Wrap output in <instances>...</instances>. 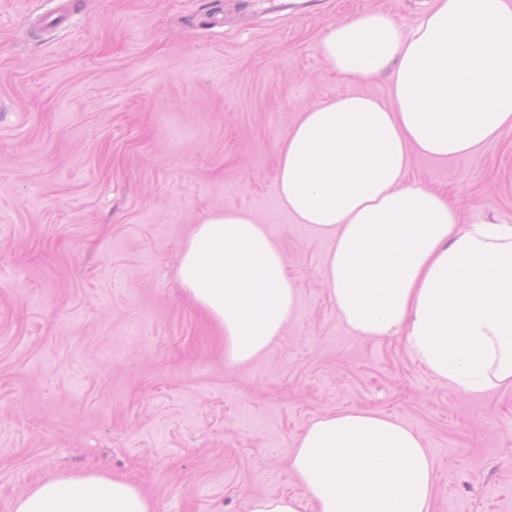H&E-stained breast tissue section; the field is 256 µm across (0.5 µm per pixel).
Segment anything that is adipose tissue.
I'll return each mask as SVG.
<instances>
[{
  "label": "adipose tissue",
  "mask_w": 512,
  "mask_h": 512,
  "mask_svg": "<svg viewBox=\"0 0 512 512\" xmlns=\"http://www.w3.org/2000/svg\"><path fill=\"white\" fill-rule=\"evenodd\" d=\"M347 82L387 75L386 96L355 91L301 109L281 143L282 207L330 247L328 292L354 335H404L439 382L512 388V224L463 223L439 193L407 182L414 156L479 153L512 130V0H434L410 31L369 12L323 35ZM178 277L247 364L293 316L286 258L247 211L192 228ZM317 512H430L435 461L398 419L347 410L312 420L289 456ZM13 512H159L135 483L97 473L35 483Z\"/></svg>",
  "instance_id": "1"
}]
</instances>
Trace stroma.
Returning a JSON list of instances; mask_svg holds the SVG:
<instances>
[{
	"label": "stroma",
	"instance_id": "obj_1",
	"mask_svg": "<svg viewBox=\"0 0 512 512\" xmlns=\"http://www.w3.org/2000/svg\"><path fill=\"white\" fill-rule=\"evenodd\" d=\"M0 0V512L37 481L89 471L160 512H247L293 497L298 435L370 409L419 433L432 512H512V389L438 383L401 336L353 335L327 240L282 210L279 146L299 108L351 86L327 27L368 12L410 30L433 0ZM408 181L464 220L512 224V131L475 156L414 157ZM250 211L297 291L267 352L237 366L176 277L194 224ZM248 512H300V504L292 498L253 496L248 500Z\"/></svg>",
	"mask_w": 512,
	"mask_h": 512
}]
</instances>
